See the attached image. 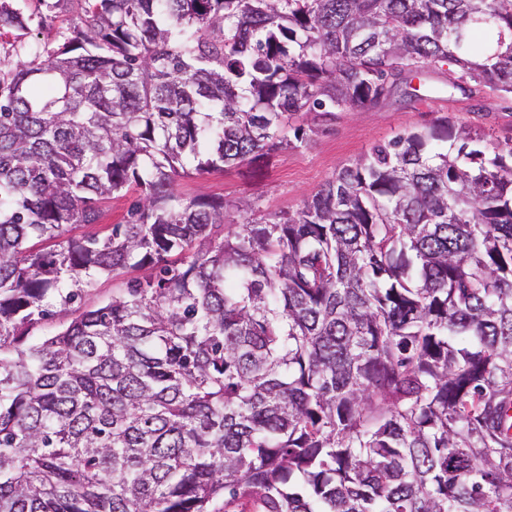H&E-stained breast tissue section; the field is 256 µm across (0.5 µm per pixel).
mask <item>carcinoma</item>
Listing matches in <instances>:
<instances>
[{
  "instance_id": "cac0c4a2",
  "label": "carcinoma",
  "mask_w": 512,
  "mask_h": 512,
  "mask_svg": "<svg viewBox=\"0 0 512 512\" xmlns=\"http://www.w3.org/2000/svg\"><path fill=\"white\" fill-rule=\"evenodd\" d=\"M77 14L0 66V512H512V147L444 118L266 221L176 191L406 71L512 95V0ZM30 21L0 0V27ZM129 190L125 223L65 238ZM126 279L123 280L122 277L112 278V275L98 277L90 287L84 289L81 299L75 303L74 307H70L66 310L60 307L53 308L50 315L40 320L35 325L34 336L37 339H44L56 334L72 320L75 316L72 311L77 306H79L82 311L85 309H94L111 301L113 295H118L123 291Z\"/></svg>"
}]
</instances>
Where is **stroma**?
<instances>
[{
    "label": "stroma",
    "instance_id": "stroma-1",
    "mask_svg": "<svg viewBox=\"0 0 512 512\" xmlns=\"http://www.w3.org/2000/svg\"><path fill=\"white\" fill-rule=\"evenodd\" d=\"M75 17L71 9L55 11L45 22L34 23L27 35L0 28V53L13 62L33 44L55 43ZM450 76L446 66L424 68L418 95H408L405 83H398L378 106L364 112L337 113L335 120L305 143H292L269 157L228 171L191 174L178 179L176 189L187 198H224V221L232 224L241 219L232 201L252 200L258 216L264 218L295 212L338 169L374 145L443 118L452 126L478 133L487 148H512V96L472 82L453 87ZM138 200V193L132 191L106 200L98 223L70 225L68 237L104 234L112 225L122 223Z\"/></svg>",
    "mask_w": 512,
    "mask_h": 512
}]
</instances>
